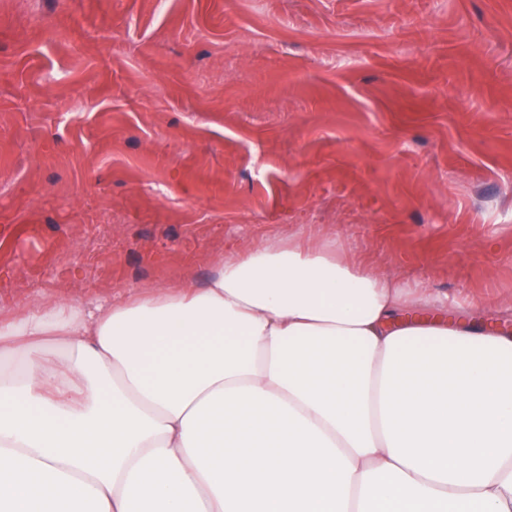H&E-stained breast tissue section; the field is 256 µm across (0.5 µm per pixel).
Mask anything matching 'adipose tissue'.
<instances>
[{"instance_id":"1","label":"adipose tissue","mask_w":512,"mask_h":512,"mask_svg":"<svg viewBox=\"0 0 512 512\" xmlns=\"http://www.w3.org/2000/svg\"><path fill=\"white\" fill-rule=\"evenodd\" d=\"M443 305L299 225L0 312V512H512V335Z\"/></svg>"}]
</instances>
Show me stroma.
<instances>
[{"instance_id": "1", "label": "stroma", "mask_w": 512, "mask_h": 512, "mask_svg": "<svg viewBox=\"0 0 512 512\" xmlns=\"http://www.w3.org/2000/svg\"><path fill=\"white\" fill-rule=\"evenodd\" d=\"M310 225L512 325V0H0V309Z\"/></svg>"}]
</instances>
